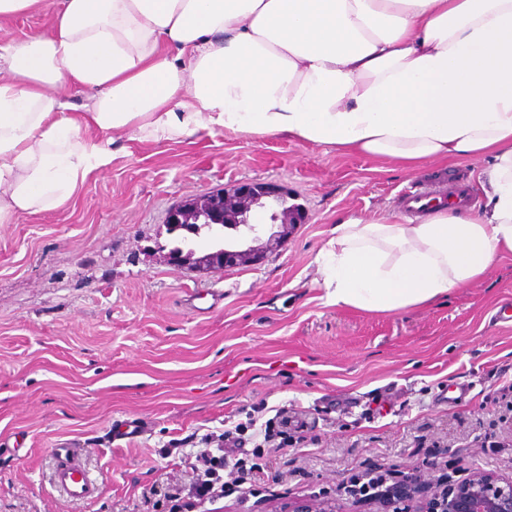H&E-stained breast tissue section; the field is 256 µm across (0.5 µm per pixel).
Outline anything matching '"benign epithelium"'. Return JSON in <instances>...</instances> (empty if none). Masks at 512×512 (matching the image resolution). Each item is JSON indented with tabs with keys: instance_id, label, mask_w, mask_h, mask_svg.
I'll return each instance as SVG.
<instances>
[{
	"instance_id": "1",
	"label": "benign epithelium",
	"mask_w": 512,
	"mask_h": 512,
	"mask_svg": "<svg viewBox=\"0 0 512 512\" xmlns=\"http://www.w3.org/2000/svg\"><path fill=\"white\" fill-rule=\"evenodd\" d=\"M286 199L288 194L277 184L242 182L230 190L187 197L170 209L166 223L193 235V224L201 219L216 225L246 224L247 213L254 205L262 201L275 203ZM271 221L277 224V229L262 232L251 229L255 241L260 240L263 234L267 236V240L258 246L233 249L218 243L214 250L198 256L190 244L180 251L172 250L170 259L209 272L235 267L247 261L255 263L263 258L264 253L284 243L288 238V225L305 223L306 210L296 205L285 214H272ZM283 512H339V509L336 500L319 498L290 503ZM443 512H512V477L502 478L475 470L464 480H448Z\"/></svg>"
}]
</instances>
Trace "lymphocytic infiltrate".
<instances>
[{"label":"lymphocytic infiltrate","mask_w":512,"mask_h":512,"mask_svg":"<svg viewBox=\"0 0 512 512\" xmlns=\"http://www.w3.org/2000/svg\"><path fill=\"white\" fill-rule=\"evenodd\" d=\"M252 429L261 436L260 444L250 454H243L239 434ZM303 422L281 419L279 423L265 422L235 425L221 433L201 436L196 448L184 452L190 463L189 480L174 479L169 483L157 506L161 512H211L220 500L229 498L240 504L246 497L267 502L275 497L268 484L269 464L273 456L285 453L293 432L303 431Z\"/></svg>","instance_id":"f902f5d3"}]
</instances>
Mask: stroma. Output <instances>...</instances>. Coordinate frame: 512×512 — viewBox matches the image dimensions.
<instances>
[{"label":"stroma","mask_w":512,"mask_h":512,"mask_svg":"<svg viewBox=\"0 0 512 512\" xmlns=\"http://www.w3.org/2000/svg\"><path fill=\"white\" fill-rule=\"evenodd\" d=\"M52 6L0 22V47L50 34ZM437 162L404 171L285 138L201 133L188 143L123 142L65 208L0 224V512H153L162 450L198 433L284 409L308 423L314 454L279 457L275 490L335 498L352 474L407 473L436 449L460 480L512 475V254L475 284L394 314L323 304L314 260L338 217L401 210L397 194ZM282 186L308 211L257 264L217 273L168 259L166 227L185 197L240 182ZM224 292L208 314L207 293ZM471 392L437 403L450 381ZM141 430L113 440L115 423ZM80 443L98 497L69 501L50 484L52 450Z\"/></svg>","instance_id":"obj_1"}]
</instances>
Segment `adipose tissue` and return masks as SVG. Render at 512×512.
<instances>
[{
    "label": "adipose tissue",
    "mask_w": 512,
    "mask_h": 512,
    "mask_svg": "<svg viewBox=\"0 0 512 512\" xmlns=\"http://www.w3.org/2000/svg\"><path fill=\"white\" fill-rule=\"evenodd\" d=\"M86 129L280 137L407 170L490 159L483 211L348 216L315 259L327 305L430 306L512 253V0H60L51 35L0 49V224L109 165Z\"/></svg>",
    "instance_id": "1"
}]
</instances>
